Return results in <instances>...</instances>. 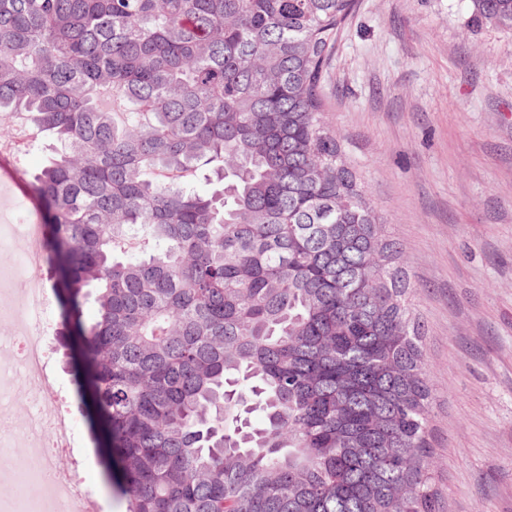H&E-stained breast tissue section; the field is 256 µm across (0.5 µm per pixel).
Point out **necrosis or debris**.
Segmentation results:
<instances>
[{
  "label": "necrosis or debris",
  "mask_w": 512,
  "mask_h": 512,
  "mask_svg": "<svg viewBox=\"0 0 512 512\" xmlns=\"http://www.w3.org/2000/svg\"><path fill=\"white\" fill-rule=\"evenodd\" d=\"M13 240L19 271L0 277V417L23 402L21 431L0 435V512H95L96 498L81 472L62 466L74 449L71 414L57 389L62 368L55 338L59 324L43 285L47 254L38 217L0 218V240Z\"/></svg>",
  "instance_id": "4bbe7bcc"
}]
</instances>
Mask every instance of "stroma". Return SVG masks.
<instances>
[{
    "label": "stroma",
    "instance_id": "1",
    "mask_svg": "<svg viewBox=\"0 0 512 512\" xmlns=\"http://www.w3.org/2000/svg\"><path fill=\"white\" fill-rule=\"evenodd\" d=\"M470 0H356L321 94L424 331L439 512H512V31ZM55 147L14 158L21 213ZM102 512H125L76 447Z\"/></svg>",
    "mask_w": 512,
    "mask_h": 512
}]
</instances>
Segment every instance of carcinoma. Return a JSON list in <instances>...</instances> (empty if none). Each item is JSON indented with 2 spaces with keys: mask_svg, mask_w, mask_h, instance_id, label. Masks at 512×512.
<instances>
[{
  "mask_svg": "<svg viewBox=\"0 0 512 512\" xmlns=\"http://www.w3.org/2000/svg\"><path fill=\"white\" fill-rule=\"evenodd\" d=\"M352 6L0 0V112L59 145L31 188L126 512H436L420 321L321 94Z\"/></svg>",
  "mask_w": 512,
  "mask_h": 512,
  "instance_id": "cac0c4a2",
  "label": "carcinoma"
}]
</instances>
